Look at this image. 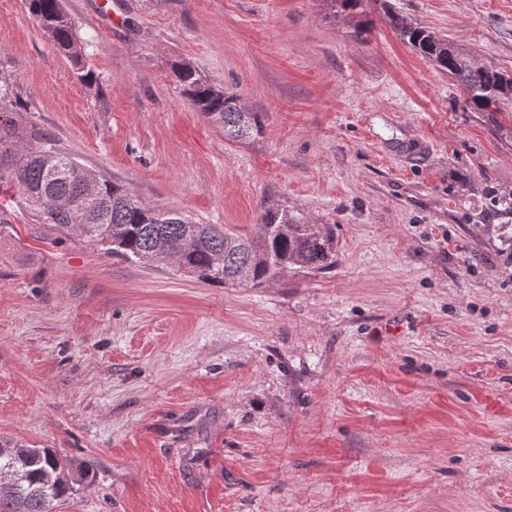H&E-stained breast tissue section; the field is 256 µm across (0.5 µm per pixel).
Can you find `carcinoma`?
I'll return each instance as SVG.
<instances>
[{
	"label": "carcinoma",
	"mask_w": 512,
	"mask_h": 512,
	"mask_svg": "<svg viewBox=\"0 0 512 512\" xmlns=\"http://www.w3.org/2000/svg\"><path fill=\"white\" fill-rule=\"evenodd\" d=\"M42 33L71 60H82L62 0H25ZM399 37L462 86L470 108L496 112L512 100V75L477 63L448 40L388 9ZM181 91L197 112L224 130V138L247 142L259 132L256 112L241 96L210 82L192 65L172 66ZM15 93L0 76V192L9 187L41 224L72 228L106 254L179 267L207 283L260 286L289 269L323 271L336 266V236L328 224H308L285 210L268 208L254 236L222 224H199L181 212L150 208L108 179L92 181L83 166L42 129L23 126ZM22 465L24 481L0 492V512H53L73 484L89 478L87 463L73 465L51 448L0 443V471Z\"/></svg>",
	"instance_id": "obj_1"
}]
</instances>
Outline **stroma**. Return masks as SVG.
<instances>
[{"label": "stroma", "mask_w": 512, "mask_h": 512, "mask_svg": "<svg viewBox=\"0 0 512 512\" xmlns=\"http://www.w3.org/2000/svg\"><path fill=\"white\" fill-rule=\"evenodd\" d=\"M99 2L62 0L77 65L0 0L19 121L152 208L331 225L336 265L208 284L0 197V440L93 468L53 512H512V101L471 111L383 12L512 74V0ZM172 69L182 93L201 116L224 130L225 139L247 142L259 132L258 113L248 112L239 94L211 83L189 63H176Z\"/></svg>", "instance_id": "stroma-1"}]
</instances>
